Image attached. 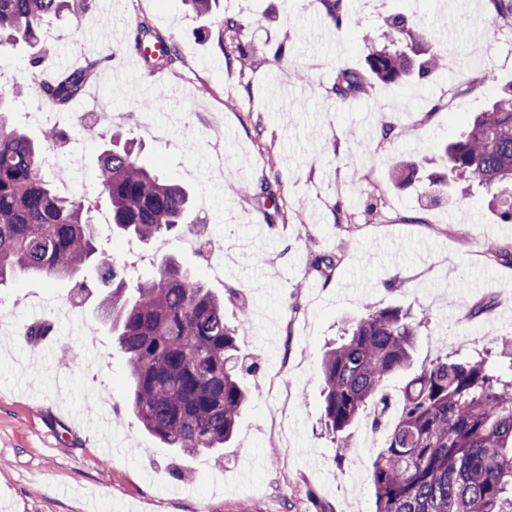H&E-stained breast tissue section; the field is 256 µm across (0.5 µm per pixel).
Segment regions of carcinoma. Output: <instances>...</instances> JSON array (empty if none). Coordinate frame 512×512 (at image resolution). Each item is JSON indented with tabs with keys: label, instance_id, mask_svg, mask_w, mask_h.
I'll list each match as a JSON object with an SVG mask.
<instances>
[{
	"label": "carcinoma",
	"instance_id": "obj_1",
	"mask_svg": "<svg viewBox=\"0 0 512 512\" xmlns=\"http://www.w3.org/2000/svg\"><path fill=\"white\" fill-rule=\"evenodd\" d=\"M198 16L217 14L218 0H183ZM89 0H0V41L37 47L45 30L66 13L82 23ZM408 20L393 15L387 37L396 43ZM238 21H219L218 48L228 60L224 32ZM162 44L145 64L168 68L181 61L176 45L140 23L135 50ZM364 73L342 69L334 92L342 99L366 92L371 80L394 83L427 78L441 56L414 62L401 53L372 51ZM98 61L39 88L66 106L79 99ZM23 98L14 86L0 95V285L19 273L68 279L76 293L98 291L97 312L128 358L130 407L139 423L165 447L184 457L224 447L238 423L246 389L239 365V337L224 318V299L195 280L175 259L157 275L129 289L118 264L97 263L105 253L82 197L59 194L42 167L45 146L11 126L8 102ZM448 180L465 192L512 184V96L496 99L448 144ZM97 180L112 216V231L150 241L173 229L191 231L189 194L143 166L130 141H110L98 158ZM446 180V181H448ZM442 179L429 181L441 191ZM416 326L408 312L380 308L352 322L348 336L321 360L325 385L323 421L340 451L348 430L382 403L393 375L410 367ZM512 339L495 341L494 356L441 358L406 384L401 414L372 464L376 512H512Z\"/></svg>",
	"mask_w": 512,
	"mask_h": 512
}]
</instances>
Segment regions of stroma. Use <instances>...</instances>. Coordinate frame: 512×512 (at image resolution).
Masks as SVG:
<instances>
[{
    "instance_id": "1",
    "label": "stroma",
    "mask_w": 512,
    "mask_h": 512,
    "mask_svg": "<svg viewBox=\"0 0 512 512\" xmlns=\"http://www.w3.org/2000/svg\"><path fill=\"white\" fill-rule=\"evenodd\" d=\"M100 2L80 26L55 20L62 37L43 75L99 60L82 105L122 114L115 129L140 144L141 159L190 190L189 218L212 226L213 259L226 268L213 276L183 237L141 242L103 223L107 256L125 265L131 287L175 256L223 295L257 370L244 377L251 398L223 458L182 457L129 410L130 369L98 319L96 295L83 294L62 319L52 307L69 299L71 282L17 275L0 287V512H373L372 461L409 373L445 355L484 353L485 332L512 337V223L483 189L433 196L425 180L447 169L442 143L512 86V16L492 0H429L425 21L416 0H343L338 21L323 0H221L220 15L241 29L219 46L206 34L211 20L182 0ZM393 14L407 17L412 40L442 52L439 71L337 98V72L365 71ZM142 22L176 43L173 69L127 67ZM236 45L246 68L220 53ZM32 53L22 42L0 45V84L26 86L12 118L38 141L52 107L30 79ZM148 80L149 100L129 96ZM71 138L54 188L98 197L103 143ZM408 161L419 174L398 184L392 173ZM243 182L250 193L234 194ZM320 258L331 269L319 270ZM387 306L419 324L413 362L388 382L381 419L351 428L340 459L320 425L322 354L348 321ZM35 323L95 332L97 347L75 346L60 363L24 341ZM281 397L288 418L274 432L269 412Z\"/></svg>"
}]
</instances>
